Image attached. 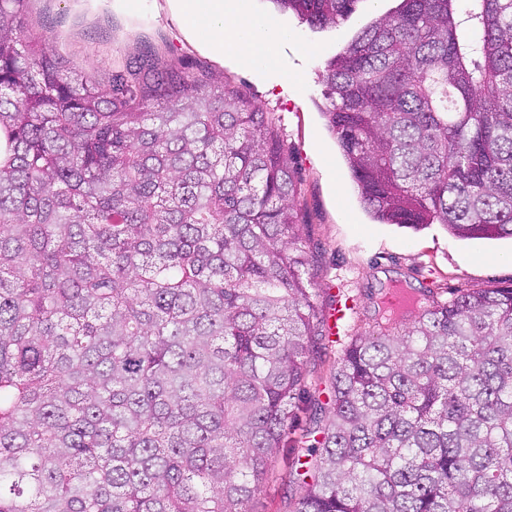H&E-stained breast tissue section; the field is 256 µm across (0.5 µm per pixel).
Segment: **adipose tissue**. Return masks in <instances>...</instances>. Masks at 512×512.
<instances>
[{
  "label": "adipose tissue",
  "mask_w": 512,
  "mask_h": 512,
  "mask_svg": "<svg viewBox=\"0 0 512 512\" xmlns=\"http://www.w3.org/2000/svg\"><path fill=\"white\" fill-rule=\"evenodd\" d=\"M193 37L215 56L232 55L247 67H262L290 35L271 29L263 15L242 9L238 0H173Z\"/></svg>",
  "instance_id": "obj_1"
}]
</instances>
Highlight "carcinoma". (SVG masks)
Returning a JSON list of instances; mask_svg holds the SVG:
<instances>
[{
    "label": "carcinoma",
    "mask_w": 512,
    "mask_h": 512,
    "mask_svg": "<svg viewBox=\"0 0 512 512\" xmlns=\"http://www.w3.org/2000/svg\"><path fill=\"white\" fill-rule=\"evenodd\" d=\"M316 29L358 0H271ZM400 0L326 62L380 224L512 239V0ZM0 0V512H254L308 382L270 113L145 54L103 87ZM292 512H512V287L353 339Z\"/></svg>",
    "instance_id": "1"
}]
</instances>
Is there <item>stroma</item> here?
Returning a JSON list of instances; mask_svg holds the SVG:
<instances>
[{"mask_svg": "<svg viewBox=\"0 0 512 512\" xmlns=\"http://www.w3.org/2000/svg\"><path fill=\"white\" fill-rule=\"evenodd\" d=\"M395 0H359L355 12L336 27L312 29L295 14L278 11L272 0H250L251 10L274 18L294 36L272 53L265 72L232 57L217 60L185 31L171 0H149L147 9L127 0H31L29 21L44 42L68 63L100 82L125 70L145 52L161 64L207 76L239 89L270 113L288 164L301 188L299 233L308 254L305 278L319 314L338 299L353 298L355 309L341 338L315 328L308 358L309 381L294 420L295 431L309 424V409L327 400L332 372L351 337L366 336L377 324L400 328L409 316L388 317L380 299L394 284L415 291L430 288L445 302L462 291L512 286V241L462 240L442 225L415 231L372 220L345 165L323 114L322 73L326 61L356 32L387 13ZM293 447L279 449L271 477L256 491L255 512H292L302 487L294 483Z\"/></svg>", "mask_w": 512, "mask_h": 512, "instance_id": "stroma-1", "label": "stroma"}]
</instances>
